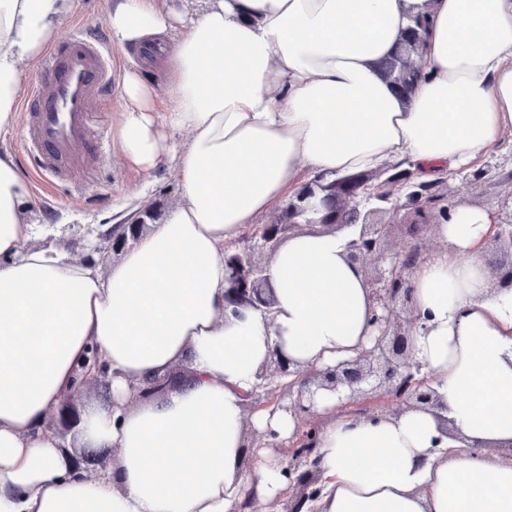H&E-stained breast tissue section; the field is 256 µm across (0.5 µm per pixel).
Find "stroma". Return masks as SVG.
<instances>
[{
  "mask_svg": "<svg viewBox=\"0 0 512 512\" xmlns=\"http://www.w3.org/2000/svg\"><path fill=\"white\" fill-rule=\"evenodd\" d=\"M111 0H74L72 13L59 29V38L69 36L74 27L89 25L103 39L111 34L103 23ZM122 89L114 87L110 97L99 107L97 121L105 126L108 137V157L87 184L84 193L78 194L68 186L56 187L53 194L43 193L40 186H33L35 224H56L60 230L54 240H47L43 232H33L32 245L53 243L64 254L77 251L76 228L87 225L110 227L122 223L143 205L157 202L169 208L181 198V188L169 165L162 164L150 175H143L131 167L118 148L119 118L122 110ZM482 164L494 166L493 180H474L471 170H463L449 177L444 188L449 202H464L477 207L500 210L504 201L512 199V144L489 150L481 159Z\"/></svg>",
  "mask_w": 512,
  "mask_h": 512,
  "instance_id": "obj_1",
  "label": "stroma"
}]
</instances>
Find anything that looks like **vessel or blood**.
I'll use <instances>...</instances> for the list:
<instances>
[{
  "instance_id": "b4317fda",
  "label": "vessel or blood",
  "mask_w": 512,
  "mask_h": 512,
  "mask_svg": "<svg viewBox=\"0 0 512 512\" xmlns=\"http://www.w3.org/2000/svg\"><path fill=\"white\" fill-rule=\"evenodd\" d=\"M113 79L108 45L86 27L49 51L22 103L21 154L43 190H83L98 169L106 140L92 125V111Z\"/></svg>"
}]
</instances>
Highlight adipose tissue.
<instances>
[{"label":"adipose tissue","mask_w":512,"mask_h":512,"mask_svg":"<svg viewBox=\"0 0 512 512\" xmlns=\"http://www.w3.org/2000/svg\"><path fill=\"white\" fill-rule=\"evenodd\" d=\"M72 0H0V129L17 123L29 66L55 40ZM426 27L422 79L402 93L382 61ZM122 48L168 39L158 88L122 76L119 148L141 172L171 162L181 199L107 264L28 247L30 184L0 153V512H233L246 490L274 499L276 468L241 474L244 424L288 438L294 419L246 418L272 350L306 368L349 360L374 339L372 304L346 232L293 234L271 255L270 315L224 314V246L300 186L302 171L349 174L409 162L424 179L473 164L512 133V0H112ZM167 109L157 112L158 94ZM186 132L169 148L164 127ZM494 211L456 203L444 249L411 276L423 318L415 362L435 408L368 419L321 393L316 512H512V287L478 258ZM108 399L78 437L117 451L100 475L70 472L46 422L90 356ZM188 365L165 395L137 385Z\"/></svg>","instance_id":"adipose-tissue-1"}]
</instances>
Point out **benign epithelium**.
Here are the masks:
<instances>
[{"mask_svg":"<svg viewBox=\"0 0 512 512\" xmlns=\"http://www.w3.org/2000/svg\"><path fill=\"white\" fill-rule=\"evenodd\" d=\"M382 191L368 193L369 184L358 175H345L336 179V188L346 197L344 208L336 209L333 223H328L324 211L313 206L307 207L310 217L307 226L312 230L333 233L344 227L343 214L348 210L359 211V230L346 243L348 261L361 267L366 260L374 259L380 266L365 274L366 286L373 304L371 326L376 331L374 344L361 351L355 358L336 364L333 368L303 370L284 355L274 350L262 366L259 377L267 380L275 373L288 377L284 394L274 409L290 414L298 426L289 440L287 453L290 457L286 478L296 475L294 481L268 504L264 511L256 507L255 498L247 497L239 510L250 512H302L306 502L315 494L314 485L318 480L319 468L312 458L316 433L307 426L305 416L314 413V402L318 391H330L342 404H353L364 400H379L389 406L388 414L397 415L408 409L423 406H438L429 379L420 375V367L413 361L410 336L418 327L419 318L412 302L411 274L424 259L429 246L414 244L399 251L389 247V238L394 225L374 224L370 217L374 211H361L357 199L386 202L394 191L404 192L402 207L409 210L416 223L409 225V234L414 236L428 227L437 228L448 214L442 190H437L440 199L428 201L418 191L417 173L410 168H401L379 181ZM495 232L489 241L493 243L501 259L493 266L492 274L496 284L507 281L512 284V212L506 219L494 225ZM298 224H268L266 231L257 235L252 244L240 248L224 246V262L227 273V287L224 289V311L234 315L240 309L249 308L263 315L271 313L273 299L267 263L258 254L272 255L285 240V233H297ZM113 228L97 230L95 238L83 246L78 254L80 260L104 261L106 255L119 254L116 239L112 238ZM107 372L100 364H93L85 370L76 390L64 396L57 412L51 414L47 427L56 434L73 430L80 423V415L72 401L85 387L106 384ZM182 371L169 372L155 377L136 388L141 398L155 397L164 390L185 381ZM74 474L91 475L96 468L103 467L96 459L81 452L71 453Z\"/></svg>","mask_w":512,"mask_h":512,"instance_id":"1","label":"benign epithelium"}]
</instances>
